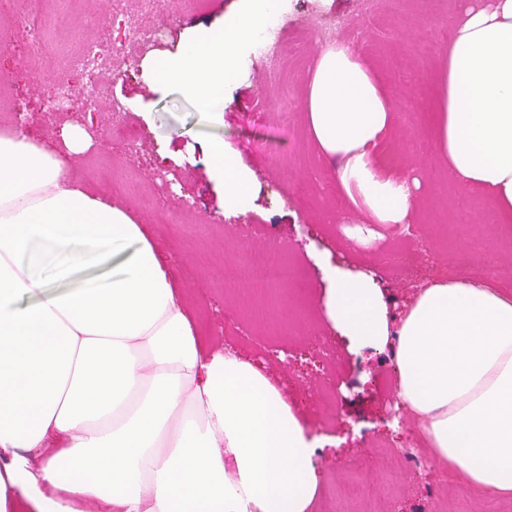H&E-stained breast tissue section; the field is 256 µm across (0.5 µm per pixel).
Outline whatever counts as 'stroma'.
Wrapping results in <instances>:
<instances>
[{
    "instance_id": "35a3bbf8",
    "label": "stroma",
    "mask_w": 512,
    "mask_h": 512,
    "mask_svg": "<svg viewBox=\"0 0 512 512\" xmlns=\"http://www.w3.org/2000/svg\"><path fill=\"white\" fill-rule=\"evenodd\" d=\"M457 0H374L373 15H365L361 0H288L284 28L288 35L307 29L303 54L282 59L278 73L268 64L243 56L234 75L224 84V118L207 119L197 104L168 84L149 85L145 79L147 63L176 54L184 40L195 34L199 25H211L232 16L238 0H206L203 8L186 0H167L150 23L167 33L161 47L138 59L121 60L109 83L112 101L129 108L131 121L142 134L137 154L124 163L133 173L134 188L125 201L138 217L142 190L155 185L160 174L175 169L180 182L174 197L165 199L164 208H180L184 202L194 206L193 224L187 227L185 241L176 242L165 225L155 230L164 247L180 259L181 266H192L196 276L181 281L183 296L215 348L233 349L244 359L263 364L273 383L299 406L312 431L329 437V445L320 447L314 461L325 473L326 486L336 490L338 512H347L348 493L359 491L360 472L379 470L391 484V493L382 495L381 512H393L395 504H404L407 512H421L430 490L451 497L464 495L466 512H512V496H490L474 489L463 490L450 483L436 461L412 470L393 464L392 457L404 453L417 441L411 431L395 436L387 430V414L381 405L380 381L392 376L390 351L366 349L350 351L346 338L326 326L314 325L315 305L326 288L324 273L317 259L330 256L333 265L351 272L374 271L375 278L389 298L393 318H401L418 292L421 283L436 272L422 268L414 274L371 268L367 257L346 250L339 235L317 223L316 212L330 206L324 194L325 183L332 180L329 171L318 170L313 148L307 137L266 153L250 149L252 141L263 138L276 123L283 100H291L296 122H303L301 90L322 47L319 37L310 32L313 16H348L352 30L340 35L341 43L351 45L376 70L382 82H389L388 57L403 56L415 76L419 105L413 122L399 121L386 143L400 171L427 172L435 155L422 156L410 151V144L425 139L427 115L431 110L437 77L443 68L445 28ZM109 20L116 45L125 42L122 18L110 17L107 0H93L85 12L58 20L55 39L63 55H70L95 33L94 21ZM11 66L0 68V82H17L23 93L17 108L26 110L28 123L48 132H60L63 126L83 129L105 128L112 122L110 111L84 113L73 105L71 112L59 115L45 101L57 77H65L73 92H82L91 78L80 70H62L47 63L32 67L27 48L20 38L9 44ZM222 142L239 151L244 164L251 167L258 184L252 197V210L244 217L224 212V193L211 175L210 147ZM428 198L418 215L419 224L436 218L438 224L428 235L415 237L420 248H439L451 254L467 250V240L477 236L496 243L499 263L512 264V241L497 235L485 222L491 203L485 198L464 199L462 190L447 172L430 179ZM468 203L470 221L458 228L455 213ZM272 234L287 243L290 254L307 274L305 297L289 295L287 305L266 304L267 321L256 320L251 306L225 295L216 283L222 272L220 258L241 246L255 244L260 235Z\"/></svg>"
}]
</instances>
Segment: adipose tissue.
<instances>
[{
  "mask_svg": "<svg viewBox=\"0 0 512 512\" xmlns=\"http://www.w3.org/2000/svg\"><path fill=\"white\" fill-rule=\"evenodd\" d=\"M279 0L184 44L149 81L178 85L219 118L240 46ZM303 106L317 160L362 227L416 223L426 182L384 168L396 113L346 44L319 51ZM430 141L469 196L512 222V0H460L435 89ZM64 149L0 134V512H311L323 475L307 422L254 363L209 350L147 223L71 171ZM224 211L247 215L257 184L214 144ZM320 322L352 348L393 352L396 396L434 456L469 487L512 496V296L480 278L433 282L399 324L373 274L330 272Z\"/></svg>",
  "mask_w": 512,
  "mask_h": 512,
  "instance_id": "obj_1",
  "label": "adipose tissue"
}]
</instances>
